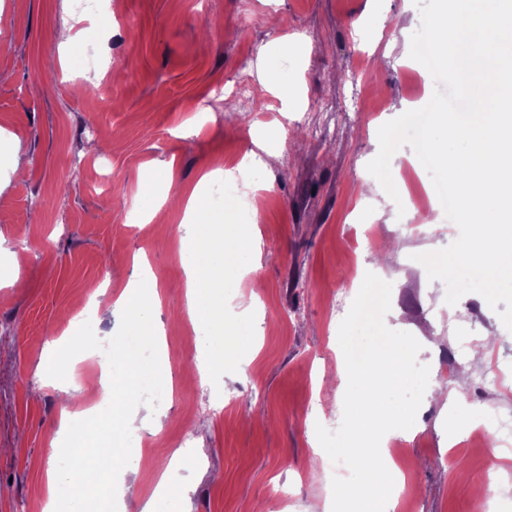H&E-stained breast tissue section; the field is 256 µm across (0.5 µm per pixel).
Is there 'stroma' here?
I'll return each mask as SVG.
<instances>
[{
  "mask_svg": "<svg viewBox=\"0 0 512 512\" xmlns=\"http://www.w3.org/2000/svg\"><path fill=\"white\" fill-rule=\"evenodd\" d=\"M399 16V50L372 58ZM420 23L414 0H97L85 13L75 0H0V512H44L67 393L108 405V365L93 352L72 359L66 380L46 369L83 321L97 337L115 335L121 318L109 307L137 255L159 285L166 378L159 407L141 410L128 463L136 476L119 477L118 512L147 503L173 512L156 487L175 456L189 488L183 512H331L334 473L313 446L317 426L342 420L333 305L378 259L362 249L369 224L376 241L397 245L382 273L392 285L386 325L420 342L418 363L449 364V394H469L490 413L507 405L484 384V366L452 354L456 332L471 328L512 358V332L476 293L459 300L449 331L445 285L416 256L452 238L401 227L398 202L422 189L399 174L414 150L391 158L398 198L360 193L379 127L435 90L429 71L401 53ZM64 25L85 33L80 50L62 45ZM286 38L303 40V51L280 50ZM267 67L294 84L297 111L284 113L266 90ZM244 81L256 90L246 104L235 99ZM242 155L256 160L246 191L226 193L220 171ZM148 173L160 187L200 189L223 214L214 260L244 363L225 359L213 324L188 317L185 271L198 250L183 211L139 223L155 203L139 192ZM238 224L260 243L258 272ZM456 419L427 394L414 426L395 432L405 445L398 463L412 475V499L395 502L396 512H475L492 445L471 444L467 427L449 439ZM448 455L457 463L439 464ZM278 482L291 485V502L274 496Z\"/></svg>",
  "mask_w": 512,
  "mask_h": 512,
  "instance_id": "obj_1",
  "label": "stroma"
}]
</instances>
